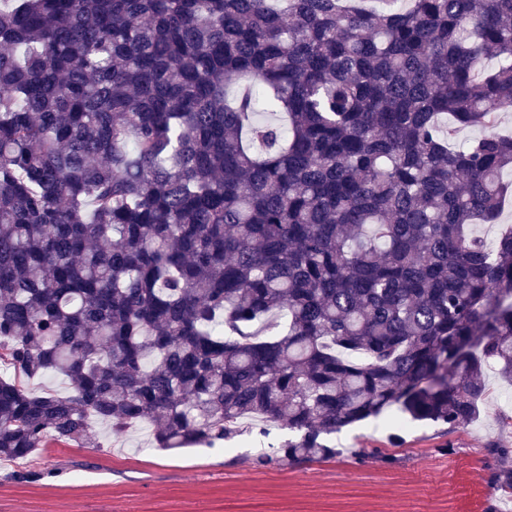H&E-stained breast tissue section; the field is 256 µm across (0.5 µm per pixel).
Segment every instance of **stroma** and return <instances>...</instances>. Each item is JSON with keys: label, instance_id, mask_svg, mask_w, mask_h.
<instances>
[{"label": "stroma", "instance_id": "1", "mask_svg": "<svg viewBox=\"0 0 512 512\" xmlns=\"http://www.w3.org/2000/svg\"><path fill=\"white\" fill-rule=\"evenodd\" d=\"M486 381V412L456 431L413 422L394 447L386 413L330 435L335 458L290 466L254 464L288 439L277 423L176 454L154 448L145 427L95 446L52 442L30 457L31 479L0 463V512H512L492 490L496 449L512 448L496 419L512 414V386L492 369Z\"/></svg>", "mask_w": 512, "mask_h": 512}]
</instances>
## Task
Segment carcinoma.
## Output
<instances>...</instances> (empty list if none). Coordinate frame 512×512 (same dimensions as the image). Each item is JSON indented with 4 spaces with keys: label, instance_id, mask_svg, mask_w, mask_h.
I'll use <instances>...</instances> for the list:
<instances>
[{
    "label": "carcinoma",
    "instance_id": "1",
    "mask_svg": "<svg viewBox=\"0 0 512 512\" xmlns=\"http://www.w3.org/2000/svg\"><path fill=\"white\" fill-rule=\"evenodd\" d=\"M380 2L0 0L1 462L249 420L288 466L512 385V230H469L512 174V0Z\"/></svg>",
    "mask_w": 512,
    "mask_h": 512
}]
</instances>
